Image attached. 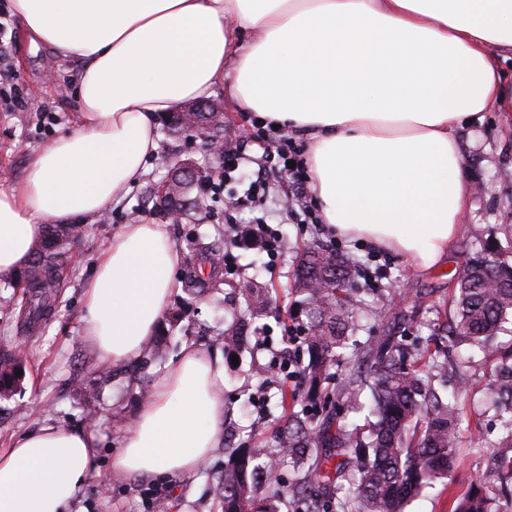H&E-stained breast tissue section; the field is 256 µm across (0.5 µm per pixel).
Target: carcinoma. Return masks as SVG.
Listing matches in <instances>:
<instances>
[{
  "label": "carcinoma",
  "mask_w": 512,
  "mask_h": 512,
  "mask_svg": "<svg viewBox=\"0 0 512 512\" xmlns=\"http://www.w3.org/2000/svg\"><path fill=\"white\" fill-rule=\"evenodd\" d=\"M218 118L216 112H178L173 124L186 131H205ZM193 187L180 178H172L167 188L170 197L191 199L184 212L197 207L191 197ZM73 224L48 226L31 262L14 276L9 285L23 290L25 323L43 321L58 302L61 280L60 264L67 259L63 245L75 238ZM204 250L211 268L224 263V252L218 246L195 240L185 254L192 264L195 252ZM300 288L308 308L307 399L320 397V387L330 377V370L341 356L340 350L350 346L349 363L357 369L345 384L346 398L352 412L364 409L359 393L370 390L369 414L375 418L365 441L351 448L344 431L328 433L325 426L315 427L295 413L285 433L288 442L278 453L264 448H245L224 467V512H249L253 502L251 480L254 460L274 475L285 460L304 467L290 487L291 492L309 498L314 486L330 482L324 466L329 456L318 454L320 448L336 449V476L345 469L354 472L349 487L339 500L341 512H403L404 504L432 482L448 475L456 462V404L443 399L432 389L426 376L442 374L446 361L442 347L425 358V370L415 367V360L400 348L396 337L388 336L377 345H351L349 331L353 315L345 303L348 283L357 275L356 266L347 258L314 244L304 251L300 263ZM455 307L451 332L479 346H485L512 316V257H503L489 243L480 244L465 269L453 278ZM26 353L0 358V388L8 391L16 386ZM496 394L503 406H512V368L499 374ZM453 512H491L488 499L474 487L460 498Z\"/></svg>",
  "instance_id": "obj_1"
}]
</instances>
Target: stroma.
Returning <instances> with one entry per match:
<instances>
[{
	"mask_svg": "<svg viewBox=\"0 0 512 512\" xmlns=\"http://www.w3.org/2000/svg\"><path fill=\"white\" fill-rule=\"evenodd\" d=\"M5 42L12 76L0 82V171L17 180L46 140L72 127L77 101L69 91L59 94L58 88L74 86L80 66L33 45L16 22ZM213 99L224 113V146L243 161L217 192L202 195L204 220L188 216L171 224L144 203L148 191L159 188L177 162L224 170L223 160L210 154L199 134L170 131L168 118L162 117L158 149L146 161L145 176L120 204L108 209L107 219L82 224L75 245L80 259L62 266L59 305L35 333L19 327L22 291L5 287L0 276V346H22L29 352L20 384L8 397H0V448L39 419L95 430L102 439V476L86 488L75 512H224L221 478L235 449L273 443L293 410L312 411L316 422L324 421L320 407L306 401L289 411L281 405L282 394L299 391L308 361L303 343L282 339L285 329L299 330L307 323L296 288L299 258L308 246L327 245L359 265L352 288L360 340L391 333L401 343L424 347L433 345L453 313L449 277L463 268L476 240H493L512 250V119L502 113L485 112L482 121L458 132L462 171L473 188L471 205L459 219L462 233L448 259L440 267L419 271L396 253L336 237L321 220L301 222L284 205L291 193L287 181L265 162V129L240 112L223 91H216ZM47 109L55 112V124L44 122ZM260 172L267 178L262 200L239 206ZM145 221L168 224L173 243L182 250L195 236L218 237L232 260L211 296L199 299L182 289L174 294L154 336L162 345L160 357L146 353L135 365L104 369L82 338L83 284L113 233L121 225ZM252 224H268L282 233L284 248L277 257L260 253L243 239ZM249 309L258 316L264 342L235 353L225 349V335L237 329ZM190 342L225 358L224 446L193 476L179 481L109 476L121 428L132 420L170 360ZM445 343L448 397L459 412L458 462L448 477L412 499L405 512H452L455 500L475 486L492 512H512V468L499 467L503 459L512 460V435L506 429L508 415L496 407L492 393L497 370L512 365V332L499 334L485 349L453 336Z\"/></svg>",
	"mask_w": 512,
	"mask_h": 512,
	"instance_id": "35a3bbf8",
	"label": "stroma"
}]
</instances>
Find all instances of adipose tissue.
I'll return each mask as SVG.
<instances>
[{
    "mask_svg": "<svg viewBox=\"0 0 512 512\" xmlns=\"http://www.w3.org/2000/svg\"><path fill=\"white\" fill-rule=\"evenodd\" d=\"M32 43L81 66L73 127L0 185V276L26 267L47 222L120 203L158 148L156 122L224 89L262 127L306 137L310 189L338 236L427 270L471 203L458 129L512 112V0H10ZM164 224H125L83 291L100 366L143 355L176 292ZM224 445V359L185 345L141 401L110 462L174 481ZM95 435L42 422L0 448V512H73L97 477Z\"/></svg>",
    "mask_w": 512,
    "mask_h": 512,
    "instance_id": "obj_1",
    "label": "adipose tissue"
}]
</instances>
